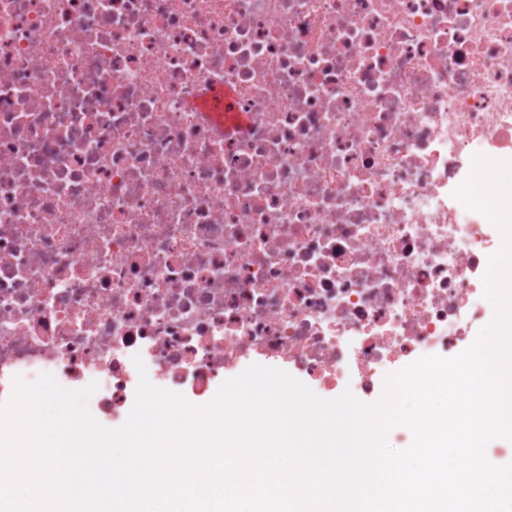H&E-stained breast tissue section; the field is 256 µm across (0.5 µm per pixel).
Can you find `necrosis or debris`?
<instances>
[{"instance_id": "4bbe7bcc", "label": "necrosis or debris", "mask_w": 512, "mask_h": 512, "mask_svg": "<svg viewBox=\"0 0 512 512\" xmlns=\"http://www.w3.org/2000/svg\"><path fill=\"white\" fill-rule=\"evenodd\" d=\"M477 154L512 0H0V406L48 373L123 424L137 355L197 406L251 360L376 402L494 317Z\"/></svg>"}]
</instances>
